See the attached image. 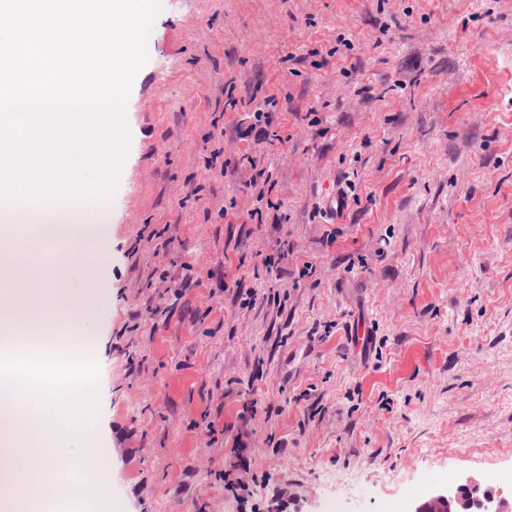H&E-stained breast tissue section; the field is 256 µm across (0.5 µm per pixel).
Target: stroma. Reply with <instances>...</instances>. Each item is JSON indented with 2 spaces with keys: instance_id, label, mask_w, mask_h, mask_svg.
I'll return each mask as SVG.
<instances>
[{
  "instance_id": "1",
  "label": "stroma",
  "mask_w": 512,
  "mask_h": 512,
  "mask_svg": "<svg viewBox=\"0 0 512 512\" xmlns=\"http://www.w3.org/2000/svg\"><path fill=\"white\" fill-rule=\"evenodd\" d=\"M162 6L92 305L100 512L512 487V0Z\"/></svg>"
}]
</instances>
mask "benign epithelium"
Wrapping results in <instances>:
<instances>
[{"label": "benign epithelium", "mask_w": 512, "mask_h": 512, "mask_svg": "<svg viewBox=\"0 0 512 512\" xmlns=\"http://www.w3.org/2000/svg\"><path fill=\"white\" fill-rule=\"evenodd\" d=\"M408 512H512V495L487 477L468 475L456 484L432 489Z\"/></svg>", "instance_id": "7a95c632"}]
</instances>
